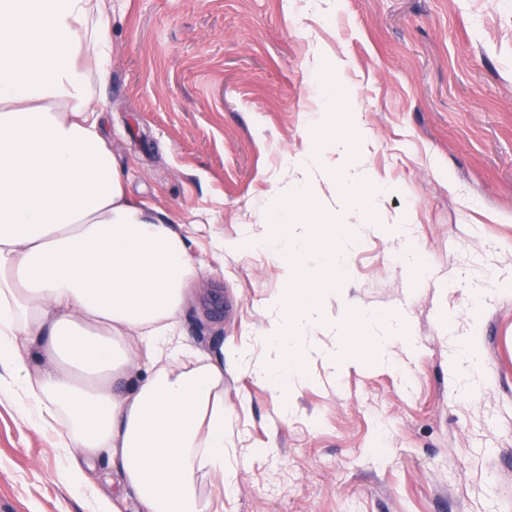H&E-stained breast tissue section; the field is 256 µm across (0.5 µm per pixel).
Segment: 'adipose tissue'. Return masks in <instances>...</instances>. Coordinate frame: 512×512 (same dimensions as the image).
I'll return each instance as SVG.
<instances>
[{
    "label": "adipose tissue",
    "instance_id": "adipose-tissue-1",
    "mask_svg": "<svg viewBox=\"0 0 512 512\" xmlns=\"http://www.w3.org/2000/svg\"><path fill=\"white\" fill-rule=\"evenodd\" d=\"M111 47L107 0H0V395L72 454L66 480L106 453L141 512H215L224 360L181 321L205 264L127 191L97 105Z\"/></svg>",
    "mask_w": 512,
    "mask_h": 512
}]
</instances>
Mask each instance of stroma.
I'll list each match as a JSON object with an SVG mask.
<instances>
[{"label": "stroma", "instance_id": "obj_1", "mask_svg": "<svg viewBox=\"0 0 512 512\" xmlns=\"http://www.w3.org/2000/svg\"><path fill=\"white\" fill-rule=\"evenodd\" d=\"M340 55L385 193L347 279L325 296L407 315L415 350L330 375L321 359L288 407L225 368L237 485L223 512H512V0H112L105 133L133 197L204 224L189 242L212 271L183 318L189 344L260 355L283 286L268 245L244 244L318 116L309 42ZM223 259H216V241ZM477 332L482 368L460 381L454 337ZM50 432L0 399V512H139L110 457L83 482Z\"/></svg>", "mask_w": 512, "mask_h": 512}]
</instances>
